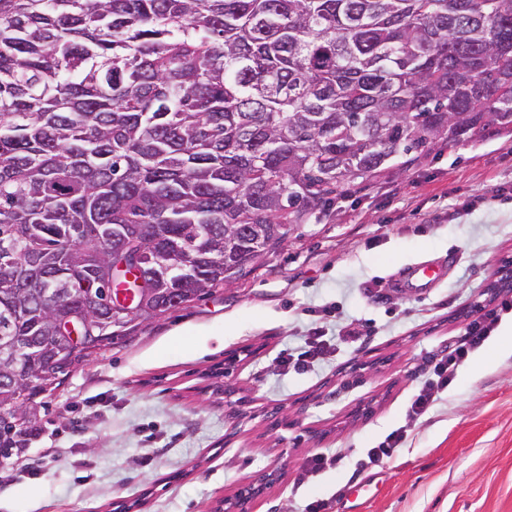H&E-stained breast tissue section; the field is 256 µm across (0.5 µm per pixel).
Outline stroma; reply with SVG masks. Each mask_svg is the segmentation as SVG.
Wrapping results in <instances>:
<instances>
[{
  "label": "stroma",
  "instance_id": "obj_1",
  "mask_svg": "<svg viewBox=\"0 0 512 512\" xmlns=\"http://www.w3.org/2000/svg\"><path fill=\"white\" fill-rule=\"evenodd\" d=\"M512 256V131L421 156L349 188L298 225L245 277L145 322L74 369L46 397L42 428L0 465V512H214L258 471L282 477L252 512H512V355L500 332L455 370L431 409H408L464 311ZM431 287L398 288L417 263ZM359 329L344 339L345 325ZM321 327L329 350L309 370L280 353ZM232 374L214 375L230 354ZM385 358L363 382L348 363ZM371 403L372 414L351 412ZM287 409L269 429L266 410ZM391 458L367 451L398 428ZM322 438L297 443L301 429ZM336 455L313 473L308 459Z\"/></svg>",
  "mask_w": 512,
  "mask_h": 512
}]
</instances>
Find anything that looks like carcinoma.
Wrapping results in <instances>:
<instances>
[{
    "label": "carcinoma",
    "mask_w": 512,
    "mask_h": 512,
    "mask_svg": "<svg viewBox=\"0 0 512 512\" xmlns=\"http://www.w3.org/2000/svg\"><path fill=\"white\" fill-rule=\"evenodd\" d=\"M0 0V336L30 340L28 426L0 415V463L41 428L35 398L81 352L87 289L146 269L145 319L252 271L349 186L512 127V0ZM130 237L112 241V225ZM43 288L71 290L46 302ZM107 330L109 348L138 329Z\"/></svg>",
    "instance_id": "cac0c4a2"
}]
</instances>
